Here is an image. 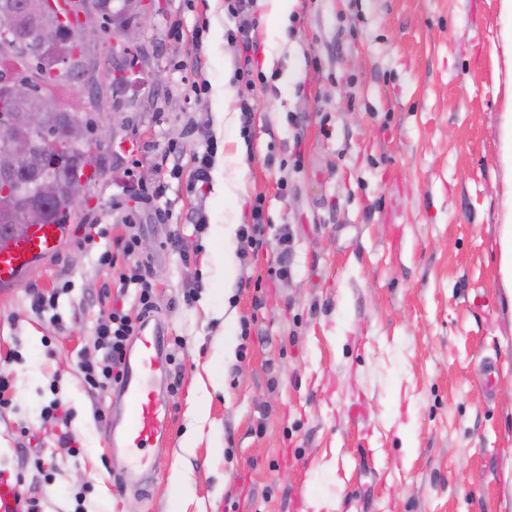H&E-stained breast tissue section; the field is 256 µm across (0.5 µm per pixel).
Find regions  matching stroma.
<instances>
[{
    "label": "stroma",
    "mask_w": 512,
    "mask_h": 512,
    "mask_svg": "<svg viewBox=\"0 0 512 512\" xmlns=\"http://www.w3.org/2000/svg\"><path fill=\"white\" fill-rule=\"evenodd\" d=\"M157 3L134 49L140 69L102 91L122 119L103 175L55 251L0 289L12 398L0 471L40 512H74L80 497L87 512H313L315 500L322 512H512V294L499 259L512 16L501 0H292L284 17L256 0L270 81L247 128L224 0ZM210 142L220 197L193 178ZM259 195L270 245L252 257L238 228ZM129 219L175 388L171 428L147 451V496L119 487L125 456L95 419L112 394L79 370L99 355L101 297L118 291L96 256ZM93 224L110 235L90 248ZM284 228L291 273L256 289ZM176 230L197 235L196 261L166 247ZM37 293L57 295L54 315L34 310ZM54 399L73 413L72 443L43 429Z\"/></svg>",
    "instance_id": "obj_1"
}]
</instances>
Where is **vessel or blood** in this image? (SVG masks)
Segmentation results:
<instances>
[{
	"label": "vessel or blood",
	"mask_w": 512,
	"mask_h": 512,
	"mask_svg": "<svg viewBox=\"0 0 512 512\" xmlns=\"http://www.w3.org/2000/svg\"><path fill=\"white\" fill-rule=\"evenodd\" d=\"M61 234L57 224H40L20 240L0 246V285H13L22 269L34 259L52 253ZM126 379L112 403L109 433L112 445L126 449L130 465L122 485L146 488L148 466L141 451L159 443L168 431L170 404L161 381L169 371L167 329L153 317H145L126 352Z\"/></svg>",
	"instance_id": "b4317fda"
}]
</instances>
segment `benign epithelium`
Wrapping results in <instances>:
<instances>
[{"instance_id": "benign-epithelium-1", "label": "benign epithelium", "mask_w": 512, "mask_h": 512, "mask_svg": "<svg viewBox=\"0 0 512 512\" xmlns=\"http://www.w3.org/2000/svg\"><path fill=\"white\" fill-rule=\"evenodd\" d=\"M128 9L136 22L124 26L115 36V46L124 52L137 43L139 30L152 16L142 0H129ZM83 19L77 42L65 39L67 31L56 25L39 29L32 39L21 36L11 25L0 29V45L6 52L26 46L23 58L36 57L41 66L35 80L11 72L0 77V128L6 141L0 149V195L4 196L0 201V224L14 228L21 236L28 225L51 223V209L43 197L62 192L74 212L85 197V177L75 176L62 183L49 178L73 166V156L62 152L61 145L78 149L92 164L112 140L108 126L84 120L60 103L59 90L81 83L83 53L101 39L106 26L94 14L85 13ZM135 67L133 58L129 69L118 73L104 66L97 79L101 83L114 79L126 82Z\"/></svg>"}]
</instances>
